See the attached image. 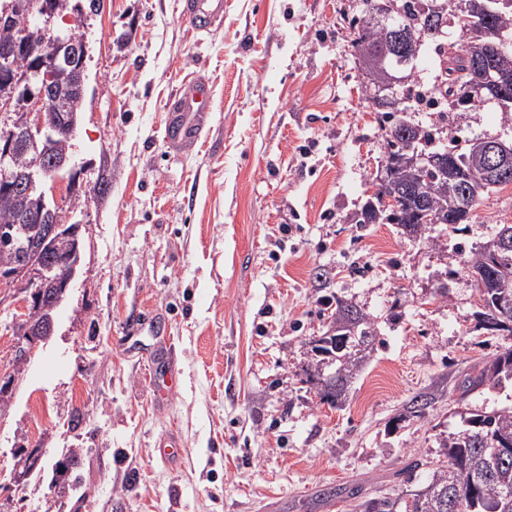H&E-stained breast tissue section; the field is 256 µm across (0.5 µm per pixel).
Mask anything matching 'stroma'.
<instances>
[{
    "mask_svg": "<svg viewBox=\"0 0 512 512\" xmlns=\"http://www.w3.org/2000/svg\"><path fill=\"white\" fill-rule=\"evenodd\" d=\"M77 3L55 24L87 41V92L71 169L44 190L81 224V260L0 410V512H357L410 490L408 466L445 464L465 412L512 408L511 384L461 394L512 348L481 327L461 253L512 224V185L483 197L466 233L432 224L414 241L354 223L383 137L344 20L352 0H226L207 32L182 0ZM197 78L213 124L176 154L167 105ZM477 135L511 142L512 112L471 113L459 136ZM328 296L377 330L335 409L309 353ZM28 312L21 293L0 308V365ZM154 366L177 377L161 398ZM168 437L179 454L165 460ZM21 448L42 458L19 482ZM73 451L79 468L54 483Z\"/></svg>",
    "mask_w": 512,
    "mask_h": 512,
    "instance_id": "obj_1",
    "label": "stroma"
}]
</instances>
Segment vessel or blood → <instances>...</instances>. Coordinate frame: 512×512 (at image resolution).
<instances>
[{"label":"vessel or blood","mask_w":512,"mask_h":512,"mask_svg":"<svg viewBox=\"0 0 512 512\" xmlns=\"http://www.w3.org/2000/svg\"><path fill=\"white\" fill-rule=\"evenodd\" d=\"M184 17L198 30H209L224 16V0H185ZM210 91L205 82L193 81L179 90L168 106L165 138L171 150L195 145L212 122Z\"/></svg>","instance_id":"obj_1"}]
</instances>
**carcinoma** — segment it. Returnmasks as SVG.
<instances>
[{"instance_id":"obj_1","label":"carcinoma","mask_w":512,"mask_h":512,"mask_svg":"<svg viewBox=\"0 0 512 512\" xmlns=\"http://www.w3.org/2000/svg\"><path fill=\"white\" fill-rule=\"evenodd\" d=\"M11 0H0V49L12 48L0 56V89H15L21 100L25 85L13 87L17 76L25 75L39 64L40 41L30 49L15 48L17 33L32 24L25 12L3 7ZM348 19L352 47L359 58L376 54L384 58L388 71L396 79L393 86L380 88L362 81L373 111L380 113L385 131V179L378 184L374 197L355 217L357 224H398L413 239L422 237L428 216L438 224L472 223L482 197L499 186L512 185V174L494 177L479 164H465L456 172L432 166L420 174L403 166L401 159L412 147L430 157L460 156L459 139L453 125L448 134L423 127L408 118L421 112L428 102L441 106L440 114L461 118L463 111L452 106L459 85L474 80L479 50L498 46L502 53L497 65L512 74V0H459L463 8L438 12L433 5L445 0H395L396 21L406 38L416 41L408 55L396 52L397 31L386 21L379 5L385 0H358ZM433 50L435 75L432 81L419 78V64L425 51ZM15 144L10 157L0 166V279L7 278L20 262L19 245L25 240L21 217L33 209L49 220L58 213L52 204L40 206L24 202L17 183L29 170L32 156L25 150L28 133L13 127ZM69 224L59 231L51 259L64 265L71 256ZM512 244V224L494 226L491 239L473 246L465 265L474 278L483 302L478 313L489 331L512 333V318L501 317L496 288L499 267L512 262V248L498 250L497 241ZM330 312V329L310 341L315 381L320 399L335 408L341 402L354 373L373 351L376 330L354 305L332 299L325 306ZM54 315L46 298L32 302L26 322L39 324ZM512 381V349L495 355L474 378L464 382L462 396L491 389ZM448 464L427 473L412 498L378 495L359 504L361 512H512V409L493 412L472 411L462 417L458 431L442 444ZM78 467V457L71 454L56 468V481L64 482Z\"/></svg>"}]
</instances>
